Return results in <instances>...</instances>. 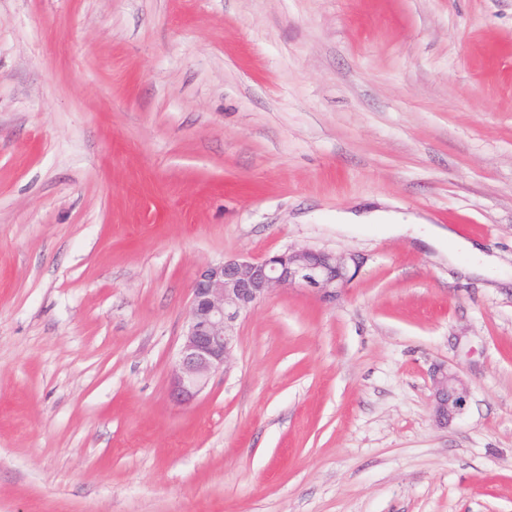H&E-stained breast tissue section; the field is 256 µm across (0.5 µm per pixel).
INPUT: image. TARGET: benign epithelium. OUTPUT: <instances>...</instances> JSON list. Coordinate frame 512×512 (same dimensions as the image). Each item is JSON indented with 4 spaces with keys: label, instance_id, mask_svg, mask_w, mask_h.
<instances>
[{
    "label": "benign epithelium",
    "instance_id": "obj_1",
    "mask_svg": "<svg viewBox=\"0 0 512 512\" xmlns=\"http://www.w3.org/2000/svg\"><path fill=\"white\" fill-rule=\"evenodd\" d=\"M349 280V257L291 248L261 260L230 258L198 270L192 286L187 329L171 371V395L179 405L197 400L212 375L232 358L235 324L241 315L281 288H302L323 300L336 299ZM435 416L441 423L462 413L470 396L466 382L445 366L432 371Z\"/></svg>",
    "mask_w": 512,
    "mask_h": 512
}]
</instances>
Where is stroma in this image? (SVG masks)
I'll list each match as a JSON object with an SVG mask.
<instances>
[{
    "mask_svg": "<svg viewBox=\"0 0 512 512\" xmlns=\"http://www.w3.org/2000/svg\"><path fill=\"white\" fill-rule=\"evenodd\" d=\"M294 247L351 280L173 402L197 271ZM0 512H512V0H0ZM433 234L440 240H444L447 236L448 239H454L457 245V248L462 252L466 253L472 262V265L483 272L484 274H488L489 276H495L497 272V264L496 259L494 257H489L483 255L478 248L474 246V244L466 241L465 239L458 237L449 231H441L437 228H431ZM432 384L436 395L435 416L439 422L448 424L465 409L470 389L457 373L445 366L433 369Z\"/></svg>",
    "mask_w": 512,
    "mask_h": 512,
    "instance_id": "obj_1",
    "label": "stroma"
}]
</instances>
